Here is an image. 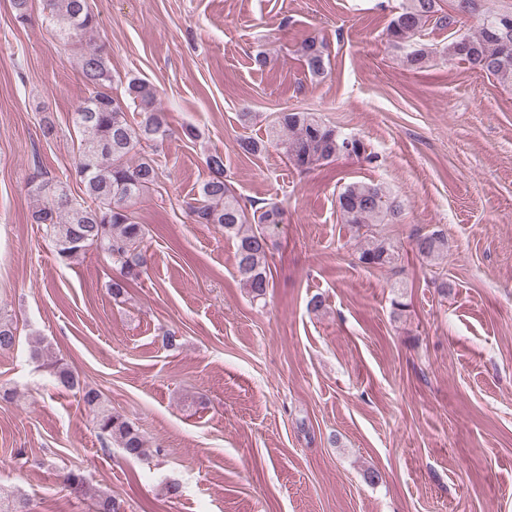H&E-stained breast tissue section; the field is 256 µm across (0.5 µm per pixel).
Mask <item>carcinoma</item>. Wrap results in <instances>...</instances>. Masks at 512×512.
<instances>
[{"instance_id": "cac0c4a2", "label": "carcinoma", "mask_w": 512, "mask_h": 512, "mask_svg": "<svg viewBox=\"0 0 512 512\" xmlns=\"http://www.w3.org/2000/svg\"><path fill=\"white\" fill-rule=\"evenodd\" d=\"M45 2L49 25L63 41L85 36L96 27L88 0ZM483 2L455 0L452 10L445 13L440 0H403L386 29L387 40L398 48L433 23L451 31L448 44L439 50L421 47L407 53L404 63L409 69L419 71L427 67L432 56L438 55L493 75L504 85H512V9L485 12ZM465 16H478L480 23L473 32L459 34L455 29ZM301 52L312 75L325 74L327 63L322 43L314 37L307 39ZM79 66L87 93L74 112V125L82 137L78 161L70 177L82 186L83 197L72 205L67 184L52 185L42 179L33 183V188L35 193L44 195V202L31 218L33 223L45 225L47 235L56 245L57 257L63 262L89 250L106 254L118 271L109 290L119 298L147 265L145 227L135 220L130 206L160 181L155 160L139 155V147L167 136V122L156 105L157 90L148 81L132 78L124 94L112 92V72L102 47L86 42ZM132 108L141 116L135 126L128 119ZM268 135L269 142L280 146L302 172L341 157L368 162L377 159L363 139L340 133L314 112H278L271 120ZM267 143L241 138L238 147L246 156H257L267 150ZM206 165L210 176L200 188V199L188 204L190 217L196 224H217L224 228L225 236L236 240V271L252 296L260 299L269 288V241L265 228L283 223V210L272 202L247 215L224 179V157L212 154ZM336 206L343 223L358 230H370L380 224L398 223L404 204L378 184L356 181L338 194ZM413 248L419 258L429 263L442 261L448 256V238L434 230L415 237ZM397 260V246L373 233L358 252V262L367 268H391ZM16 338L13 322L0 318V351L12 350ZM34 358L43 362L59 386L82 393L99 435L116 442L129 458L147 456L139 429L104 405L97 390L80 386L72 371L51 358L48 348L35 350ZM0 512L28 510L21 497L0 492Z\"/></svg>"}]
</instances>
